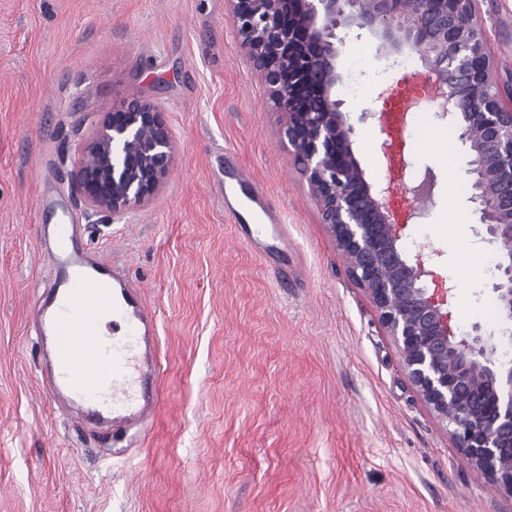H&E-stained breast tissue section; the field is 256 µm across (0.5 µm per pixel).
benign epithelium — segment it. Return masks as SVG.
I'll use <instances>...</instances> for the list:
<instances>
[{
	"mask_svg": "<svg viewBox=\"0 0 512 512\" xmlns=\"http://www.w3.org/2000/svg\"><path fill=\"white\" fill-rule=\"evenodd\" d=\"M240 46L285 115L283 138L302 165L320 223L342 251L396 341L408 377L469 464L512 496V363L473 336L459 338L447 297L429 292L410 260L387 190L355 154L354 128L336 85L345 49L339 28L367 31L389 56L418 54L434 76L433 107L468 146L480 223L496 249L492 286L512 329V107L491 81L494 60L476 23V0H227ZM176 145L155 104L132 99L107 113L78 150L75 191L94 212L140 210L167 179Z\"/></svg>",
	"mask_w": 512,
	"mask_h": 512,
	"instance_id": "7a95c632",
	"label": "benign epithelium"
}]
</instances>
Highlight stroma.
I'll list each match as a JSON object with an SVG mask.
<instances>
[{"label": "stroma", "mask_w": 512, "mask_h": 512, "mask_svg": "<svg viewBox=\"0 0 512 512\" xmlns=\"http://www.w3.org/2000/svg\"><path fill=\"white\" fill-rule=\"evenodd\" d=\"M512 98V0H478ZM336 97L367 180L422 217L401 229L408 258L433 254L456 335L480 323L505 348L494 261L469 181L467 147L434 117L388 172L379 87L425 69L349 34ZM164 112L176 160L147 207L89 210L72 189L80 146L123 101ZM284 116L242 51L225 0H0V512H512L410 383L398 346L348 275L307 180L280 137ZM267 193L293 262L280 279L265 248L224 212V151ZM62 196L85 238L122 269L159 318L162 397L135 456L95 425L67 423L40 387L29 317L47 283L37 234L41 187ZM456 212H449V205Z\"/></svg>", "instance_id": "obj_1"}]
</instances>
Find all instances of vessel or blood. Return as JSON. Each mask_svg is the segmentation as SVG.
Listing matches in <instances>:
<instances>
[{"mask_svg": "<svg viewBox=\"0 0 512 512\" xmlns=\"http://www.w3.org/2000/svg\"><path fill=\"white\" fill-rule=\"evenodd\" d=\"M224 210L251 237L281 223L263 189L240 168L224 186ZM37 212L49 242L44 261L53 273L31 306L40 345L54 348L42 373V390L65 406L71 422L106 423L116 441L129 432L141 435L160 402L156 312L126 276L94 261L78 240L79 225L54 193L43 191ZM105 317L112 322L108 337L96 331ZM78 345L86 352V364L70 358Z\"/></svg>", "mask_w": 512, "mask_h": 512, "instance_id": "vessel-or-blood-1", "label": "vessel or blood"}]
</instances>
